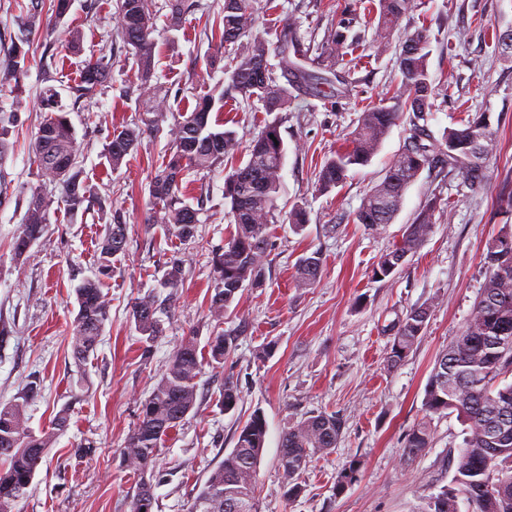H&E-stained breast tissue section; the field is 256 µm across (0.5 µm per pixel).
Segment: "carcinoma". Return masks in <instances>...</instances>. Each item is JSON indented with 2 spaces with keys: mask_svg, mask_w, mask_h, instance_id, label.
Wrapping results in <instances>:
<instances>
[{
  "mask_svg": "<svg viewBox=\"0 0 512 512\" xmlns=\"http://www.w3.org/2000/svg\"><path fill=\"white\" fill-rule=\"evenodd\" d=\"M169 28H180L185 14L201 7L195 0H168ZM410 0H378L379 21L373 27L372 43L386 48L394 25L410 9ZM118 34L137 66L142 92L138 116L112 136L108 157L112 168H119L141 140L160 129L168 111V91L155 81V11L153 0H116ZM218 41L229 52L224 81L194 108L181 115L174 143L165 153L149 186L155 210L152 222L164 224L178 237L191 239L197 232L198 212L185 202L182 182L185 172L210 170L234 155L238 141L234 132L212 125L215 104L257 99L266 112L288 108L290 88L303 89L322 98L325 91L320 77L288 64L290 48H298L291 25L281 28L276 40L252 36V0H224L217 14ZM40 26L37 7L18 25L7 53L0 58V82L19 83L29 61L31 35ZM350 26L332 29L327 42L336 48L354 49L363 41ZM429 40L426 26L416 28L405 40L399 57L402 83L394 104L380 102L364 109L357 117L347 144L327 157L321 165L317 185L330 192L341 186L351 169L370 163L390 129L408 118L409 144L402 145L384 176L370 187L353 216L356 224L377 233L392 223L401 208L405 191L427 167H440L460 174L470 187L482 186L487 178V160L493 149V135L484 115L472 117L458 128L444 129L437 138L429 127L433 103L428 71ZM278 65L270 63V57ZM281 75H276V70ZM112 56L104 53L85 61L78 81L70 87L74 102L92 100L109 82ZM291 77L281 84L278 77ZM57 92L45 91L44 106L50 116L40 126L35 155L41 176L64 185V203L75 214L93 207L103 208L105 199L81 179L73 159L78 145L74 129L57 101ZM244 165L235 168L224 181V202L230 207L234 231L224 249L212 257L208 311L221 324L224 312L239 301L248 289L265 285V265L269 255V224L280 192L279 167L285 148L279 123H267L246 151ZM50 199L33 192L25 224L12 242L16 257L29 253V245L42 235L48 218ZM437 198L432 197L410 224L404 225L399 245L383 254L374 270L378 279L392 275L415 253L432 233ZM126 219L114 211L97 243L98 274L75 288L77 315L69 344L73 358L82 363L96 352L110 306L102 291L104 280L112 276V259L125 252ZM485 282L465 328L448 345L430 375L424 391L425 420L406 436L404 457L422 455L432 443V416L452 411L465 425L463 445L449 454L454 474L449 486L425 498L420 512H512V225L506 224L487 245L484 255ZM322 274L321 258L313 253L300 258L296 282L301 288L317 283ZM158 307L151 295L135 298L130 317L150 343L163 335L156 317ZM430 309L414 307L396 316L383 328L388 338L387 367L404 362L425 334ZM235 337L218 332L210 341V360L224 363ZM202 362L194 334L186 336L170 354L164 372L150 394L139 403L138 422L120 450L122 465L139 478L131 499V512H152L154 489L163 479L156 470V459L163 436L176 429L196 409L197 380ZM36 393L29 389L19 400L0 405V512H17L56 436L69 425V407L58 410L51 427L39 432L28 425L26 404ZM239 400L234 382L224 383L220 402L224 411L233 410ZM343 420L336 412H312L293 423L283 433L279 468L284 475L283 493L295 499L303 492L300 475L315 456L328 454L342 437ZM267 425L256 411L239 430L235 447L212 470L193 498L190 512H258L256 469L262 457Z\"/></svg>",
  "mask_w": 512,
  "mask_h": 512,
  "instance_id": "obj_1",
  "label": "carcinoma"
}]
</instances>
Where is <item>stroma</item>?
Here are the masks:
<instances>
[{
  "instance_id": "35a3bbf8",
  "label": "stroma",
  "mask_w": 512,
  "mask_h": 512,
  "mask_svg": "<svg viewBox=\"0 0 512 512\" xmlns=\"http://www.w3.org/2000/svg\"><path fill=\"white\" fill-rule=\"evenodd\" d=\"M370 6V0H253L252 33L271 40L285 23H295L308 49L302 65L319 72L338 58L325 41L328 31L359 24ZM167 15L164 9L156 14L154 62L159 82L170 91V112L159 132L143 139L119 168L111 167L106 148L138 111L141 95L134 60L117 33L115 0H74L60 20L43 9L26 74L19 84L0 86V116L16 109L21 118L9 129L10 150L0 161V403L38 386L27 408L36 431L48 427L62 406L71 408L68 428L50 448L18 512H130L137 478L123 467L120 450L138 421L139 402L188 332H195L205 355L217 328L236 334V348L223 363L204 362L197 411L163 438L157 458L163 480L155 488L153 512H187L256 411L267 424L256 472L259 512H417L423 498L450 483L448 451L461 446L464 427L456 413L433 416L430 448L409 463L403 460L404 438L424 415V390L438 355L464 329L479 296L487 241L512 224L506 208L512 197V62L493 41L494 31L512 30V0H412L384 51L370 43L357 50L358 65L338 96L320 100L294 91L275 118L255 100L212 112L244 148L266 123L278 120L286 148L265 286L246 291L220 325L207 308L212 253L234 229L224 204L230 163L186 175V198L198 211L195 239H179L145 221L149 181L175 138L181 111L224 79V50L212 39L205 13L186 14L176 31L169 30ZM422 24L429 28L435 104L429 126L438 136L474 113H486L494 138L487 181L473 189L461 176L424 169L392 224L372 233L352 216L401 148L407 123L393 126L371 162L351 170L343 186L319 193L316 173L366 106L395 96L403 43ZM71 29L82 35L76 51L65 47ZM107 48L110 83L92 107L75 104L69 88L84 61ZM48 50L55 64L47 73ZM49 87L75 129L83 180L108 195L129 224L126 252L103 286L110 319L101 344L82 364L68 345L78 310L75 289L96 273V243L110 215L95 208L70 214L63 186L41 176L32 145L48 116L41 99ZM37 189L52 205L42 237L29 257L19 259L11 243ZM432 197L440 201L432 234L397 272L376 280L380 256ZM297 205L308 217L298 233L288 223ZM314 252L322 261L319 282L296 287L297 261ZM174 262L182 265L179 300L159 313L163 336L143 343L130 303L148 293L166 295L164 275ZM419 306L431 310L425 334L401 366L389 369L381 328ZM228 378L240 396L230 411L219 402ZM312 411L339 413L344 429L334 451L316 456L302 474L301 496L290 500L277 465L280 440L291 423ZM348 468L355 477L337 491L336 481Z\"/></svg>"
}]
</instances>
